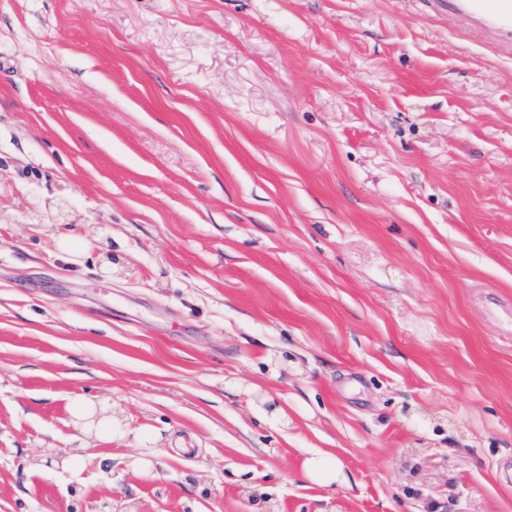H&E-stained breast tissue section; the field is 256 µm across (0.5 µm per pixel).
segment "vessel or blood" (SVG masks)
I'll return each mask as SVG.
<instances>
[{"label":"vessel or blood","instance_id":"b4317fda","mask_svg":"<svg viewBox=\"0 0 512 512\" xmlns=\"http://www.w3.org/2000/svg\"><path fill=\"white\" fill-rule=\"evenodd\" d=\"M464 26L485 32L495 43L512 44V0H444Z\"/></svg>","mask_w":512,"mask_h":512}]
</instances>
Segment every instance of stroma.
<instances>
[{
  "label": "stroma",
  "mask_w": 512,
  "mask_h": 512,
  "mask_svg": "<svg viewBox=\"0 0 512 512\" xmlns=\"http://www.w3.org/2000/svg\"><path fill=\"white\" fill-rule=\"evenodd\" d=\"M511 316L432 0H0V512H512ZM305 469L308 475L325 487L344 480L342 466L335 456L321 453L306 460Z\"/></svg>",
  "instance_id": "35a3bbf8"
}]
</instances>
